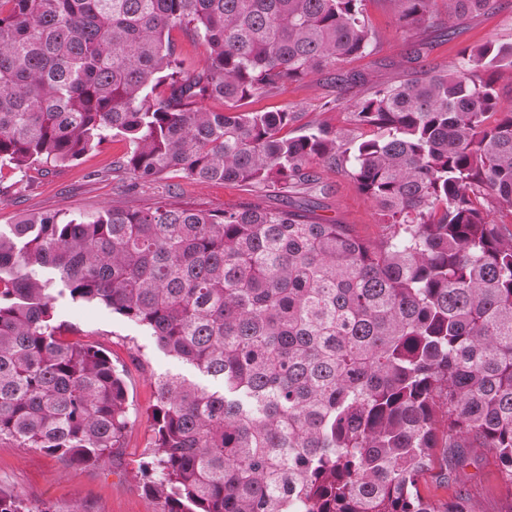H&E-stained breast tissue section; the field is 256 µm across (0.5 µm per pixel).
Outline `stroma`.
Wrapping results in <instances>:
<instances>
[{
    "instance_id": "1",
    "label": "stroma",
    "mask_w": 512,
    "mask_h": 512,
    "mask_svg": "<svg viewBox=\"0 0 512 512\" xmlns=\"http://www.w3.org/2000/svg\"><path fill=\"white\" fill-rule=\"evenodd\" d=\"M365 9L376 49L372 55L342 66L343 71L359 74L358 83L339 87L326 74L316 73L241 101L240 110L285 109L297 113L302 126L350 128L354 101L374 87L405 78L400 62L413 40L412 33L401 27L389 0H365ZM430 40V59L441 68L456 64L465 48L489 41L512 43V0H504L498 11L468 20L454 35L431 32ZM129 150L127 141L111 137L69 165H36L23 174L0 170V225L13 223L22 212H91L108 206L143 209L175 193L183 201L213 210L258 202L294 209L317 221L333 219L353 225L369 240L378 239L382 233L375 205L339 169H323L319 184L290 191L270 188L247 192L232 184H198L175 172L153 182H136L119 167ZM55 312L63 335L99 345L122 370L131 426L122 447L114 449L111 458L98 466L69 465L38 448L2 445L0 487L62 510L79 501L88 505L89 512H161L159 500L145 490L143 477L153 437L148 416L154 402L153 381L162 373L191 377L194 369L160 350L146 329L101 304L63 297L56 300ZM419 488L423 496L440 502L453 497L458 489H466L480 502L483 512H503L505 507L498 460L489 451L474 459L459 483L441 484L430 471L421 477Z\"/></svg>"
}]
</instances>
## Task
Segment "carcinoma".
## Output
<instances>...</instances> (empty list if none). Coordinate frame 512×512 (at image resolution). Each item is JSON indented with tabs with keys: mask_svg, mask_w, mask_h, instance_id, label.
<instances>
[{
	"mask_svg": "<svg viewBox=\"0 0 512 512\" xmlns=\"http://www.w3.org/2000/svg\"><path fill=\"white\" fill-rule=\"evenodd\" d=\"M364 0H0V167L66 165L110 137L151 182L174 170L248 191L340 167L382 237L293 211L167 200L142 210L28 213L0 229V444L97 464L130 424L123 373L56 323L61 296L145 327L219 383L154 378L148 493L162 512H479L425 498L499 461L512 512V43L353 105V129L295 112L213 111L341 71L374 50ZM422 34L500 0H395ZM206 47L184 67L171 39ZM441 448V457L433 449ZM0 512H55L0 488ZM171 35L178 47L184 67L187 69L200 68L203 65L206 53L199 40L180 28L174 29Z\"/></svg>",
	"mask_w": 512,
	"mask_h": 512,
	"instance_id": "cac0c4a2",
	"label": "carcinoma"
}]
</instances>
